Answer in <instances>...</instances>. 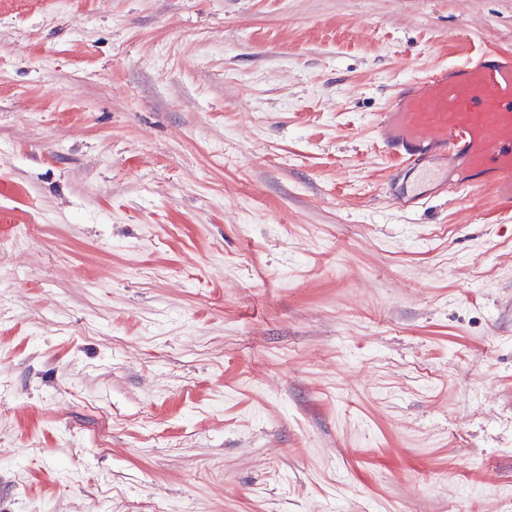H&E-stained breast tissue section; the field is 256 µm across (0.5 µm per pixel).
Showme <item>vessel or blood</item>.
Segmentation results:
<instances>
[{
  "label": "vessel or blood",
  "instance_id": "vessel-or-blood-1",
  "mask_svg": "<svg viewBox=\"0 0 512 512\" xmlns=\"http://www.w3.org/2000/svg\"><path fill=\"white\" fill-rule=\"evenodd\" d=\"M386 155L398 170L454 194L475 174L491 171L494 197L512 203V52L484 50L477 62L452 63L405 84L375 122ZM391 175L387 201L402 209L423 197L398 190Z\"/></svg>",
  "mask_w": 512,
  "mask_h": 512
}]
</instances>
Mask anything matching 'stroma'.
<instances>
[{
	"label": "stroma",
	"mask_w": 512,
	"mask_h": 512,
	"mask_svg": "<svg viewBox=\"0 0 512 512\" xmlns=\"http://www.w3.org/2000/svg\"><path fill=\"white\" fill-rule=\"evenodd\" d=\"M512 0H0V512H512V210L373 125Z\"/></svg>",
	"instance_id": "1"
}]
</instances>
